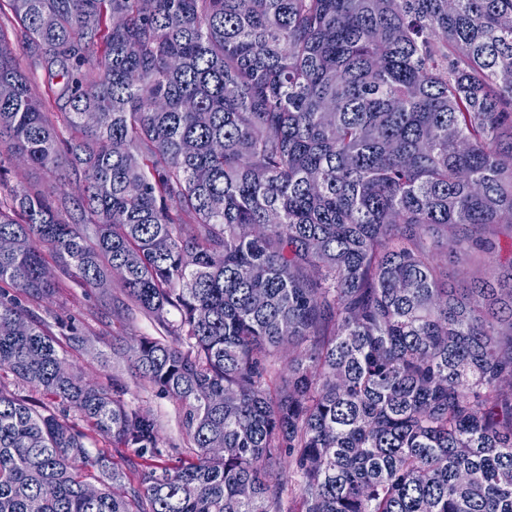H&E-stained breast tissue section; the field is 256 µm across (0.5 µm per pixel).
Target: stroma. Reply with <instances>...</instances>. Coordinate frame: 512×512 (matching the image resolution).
Listing matches in <instances>:
<instances>
[{"label": "stroma", "mask_w": 512, "mask_h": 512, "mask_svg": "<svg viewBox=\"0 0 512 512\" xmlns=\"http://www.w3.org/2000/svg\"><path fill=\"white\" fill-rule=\"evenodd\" d=\"M112 295L113 303L105 304L97 290L80 287L67 279L51 299L28 301L26 308L36 318L49 322L56 318L71 321L93 333L97 353L72 351L68 354L69 360L91 380L104 381L111 372L120 375L126 385L124 401L142 406L157 418L161 448L188 452L191 442L180 424V405L155 390L142 388L132 377L126 361L116 352L117 346L123 345L125 340L155 335L156 329L148 317L123 308L120 289H113Z\"/></svg>", "instance_id": "1"}]
</instances>
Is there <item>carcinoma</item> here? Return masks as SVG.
I'll return each mask as SVG.
<instances>
[{
    "label": "carcinoma",
    "instance_id": "cac0c4a2",
    "mask_svg": "<svg viewBox=\"0 0 512 512\" xmlns=\"http://www.w3.org/2000/svg\"><path fill=\"white\" fill-rule=\"evenodd\" d=\"M4 2L0 177L57 185L0 199V512H512V0ZM49 256L194 458L25 313ZM7 186L0 190L3 199L7 198L9 190L13 187L26 185L33 190H39L46 194L53 191L54 179L51 174L23 166H14L9 173Z\"/></svg>",
    "mask_w": 512,
    "mask_h": 512
}]
</instances>
